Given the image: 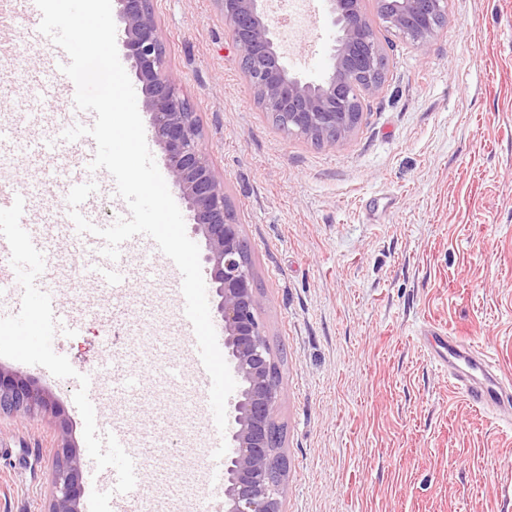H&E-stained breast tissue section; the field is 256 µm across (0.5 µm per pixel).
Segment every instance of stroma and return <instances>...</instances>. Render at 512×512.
<instances>
[{"mask_svg":"<svg viewBox=\"0 0 512 512\" xmlns=\"http://www.w3.org/2000/svg\"><path fill=\"white\" fill-rule=\"evenodd\" d=\"M388 57L381 89L363 98L361 124L329 145L288 135L257 103L216 0H156L172 75L203 128L251 249L259 316L279 367L274 421L288 469L283 512H512V432L469 408L419 342L421 332L483 343L512 373V0H448L426 49L377 24ZM288 58L318 83L333 60L323 0H311ZM0 57V127L50 139L9 77L38 69L39 46L22 28ZM0 179L34 189L32 216L58 204L42 169L19 154ZM142 247L127 261L120 329L87 321L56 345L63 367L44 378L39 352L0 332V367L23 371L60 406L0 416V512H46L60 427L85 448L71 375L134 352L152 359L142 394L124 412L136 431L192 424L165 437L168 457L148 463L145 490L203 494L206 417L170 386L189 374L171 335L173 284L162 261L146 278ZM53 288L71 305L98 291L75 269V248L53 243Z\"/></svg>","mask_w":512,"mask_h":512,"instance_id":"stroma-1","label":"stroma"}]
</instances>
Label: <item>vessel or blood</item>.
Masks as SVG:
<instances>
[{"mask_svg": "<svg viewBox=\"0 0 512 512\" xmlns=\"http://www.w3.org/2000/svg\"><path fill=\"white\" fill-rule=\"evenodd\" d=\"M20 17L31 23L28 39L36 44L44 41L45 36L39 30L41 12L35 0H0V28L13 26ZM68 61L63 49H55L43 71L21 80L23 92L30 94L58 83L70 85V78L61 70ZM81 143V160L76 163L63 138L35 146L31 141L0 132V155H27L32 150H39L52 159L57 181L67 192L73 186L97 179L96 172L89 168L96 143L87 135L82 137ZM27 197V192L0 185V264L19 255L26 260L21 282L11 291L12 296L25 298L24 312L9 321L13 336L22 341L35 334L61 336L77 324L72 310L61 305L52 287L54 275L47 258L48 243L58 234L66 235L76 243L77 264L88 266L90 275L100 287L99 297L81 301L83 314L90 316L106 310L120 314L121 297L129 274L126 256H119L114 261L104 257L101 253L103 240L90 233L78 232L65 202L61 203L56 220L44 225L40 237H33L28 224ZM174 328L192 362L193 383L201 397L200 404L208 406L211 379L201 362L197 339L184 309H177ZM426 344L435 366L447 373L451 391L468 407L495 417L512 412V377L502 374L494 355L452 335L427 337ZM74 392L80 411L95 421L88 438L90 447L96 450L91 462L110 484L109 489L95 495L93 512H146V497L139 491L142 470L145 463L162 453V440L150 433L142 440H134L120 423L102 419L105 388L99 376L80 377ZM225 454L223 434L217 427H210L204 468L206 483L211 488L224 484Z\"/></svg>", "mask_w": 512, "mask_h": 512, "instance_id": "obj_1", "label": "vessel or blood"}]
</instances>
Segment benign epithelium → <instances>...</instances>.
<instances>
[{
    "mask_svg": "<svg viewBox=\"0 0 512 512\" xmlns=\"http://www.w3.org/2000/svg\"><path fill=\"white\" fill-rule=\"evenodd\" d=\"M230 41L263 109L280 128L321 143L349 136L363 119L362 95L383 83L380 48L363 11V0H325L338 35L334 64L325 80L330 96L292 73L282 60L278 22L268 0H217ZM380 23L425 47L444 19L447 0H376ZM124 25L126 56L142 83L141 111L150 115L165 165L186 205L191 231L205 241L203 260L211 266L209 285L224 325L225 360L239 381L226 403L224 512H282L275 475L283 455L272 431L280 400L275 360L258 317L250 247L231 208L224 182L202 147L203 132L192 103L170 72L157 28L154 0H116ZM60 415L56 403L22 372L0 368V414L26 417L37 411ZM49 479L47 512H81L82 453L61 427Z\"/></svg>",
    "mask_w": 512,
    "mask_h": 512,
    "instance_id": "7a95c632",
    "label": "benign epithelium"
}]
</instances>
